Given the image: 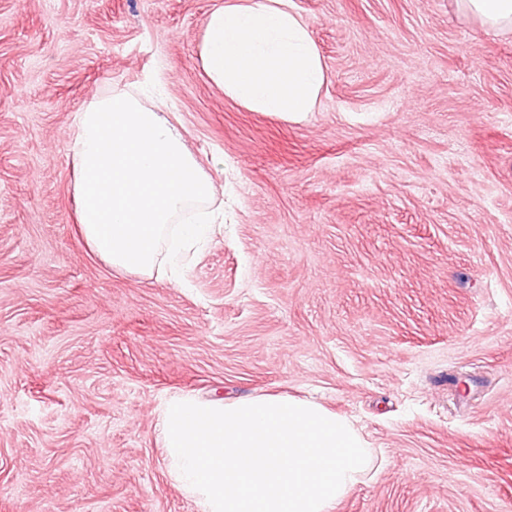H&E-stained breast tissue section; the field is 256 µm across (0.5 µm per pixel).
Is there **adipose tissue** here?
Listing matches in <instances>:
<instances>
[{"label": "adipose tissue", "instance_id": "ef3b65f1", "mask_svg": "<svg viewBox=\"0 0 512 512\" xmlns=\"http://www.w3.org/2000/svg\"><path fill=\"white\" fill-rule=\"evenodd\" d=\"M290 0H225L205 20L198 57L226 98L256 112L298 121L314 110L325 67ZM460 15L512 30V0H451ZM134 95L96 97L70 126L75 220L86 246L113 269L152 273L162 253L208 237L213 216L176 223L194 202L212 198L214 180L163 117L164 83Z\"/></svg>", "mask_w": 512, "mask_h": 512}]
</instances>
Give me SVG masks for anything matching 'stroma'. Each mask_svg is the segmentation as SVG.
Returning <instances> with one entry per match:
<instances>
[{"instance_id":"35a3bbf8","label":"stroma","mask_w":512,"mask_h":512,"mask_svg":"<svg viewBox=\"0 0 512 512\" xmlns=\"http://www.w3.org/2000/svg\"><path fill=\"white\" fill-rule=\"evenodd\" d=\"M223 3L0 0V512H198L163 410L268 393L372 448L336 512H512V33L293 0L327 74L294 122L207 80ZM159 71L224 222L129 274L78 233L68 127Z\"/></svg>"}]
</instances>
